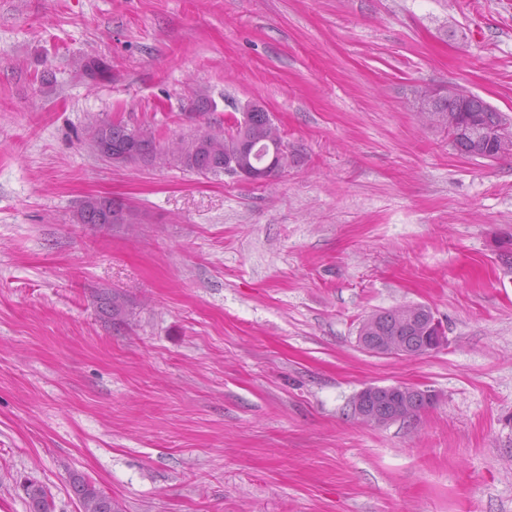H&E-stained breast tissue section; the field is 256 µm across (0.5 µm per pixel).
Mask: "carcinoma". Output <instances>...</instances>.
I'll return each instance as SVG.
<instances>
[{
    "label": "carcinoma",
    "mask_w": 512,
    "mask_h": 512,
    "mask_svg": "<svg viewBox=\"0 0 512 512\" xmlns=\"http://www.w3.org/2000/svg\"><path fill=\"white\" fill-rule=\"evenodd\" d=\"M460 123L472 124L484 130L482 154L495 160L503 158L498 153V133L501 127L499 112H462ZM128 127L120 121H95L90 123L89 138L93 151L102 159L115 165L131 162L152 164L160 162L199 175L218 176L224 172V163L236 161L246 167L244 180L263 184L279 176L287 167L288 159L281 158L282 136L270 113L264 108L250 113L248 124H236L228 129L214 130L211 126L189 137L171 139L160 143L151 128L141 129L142 141L138 153L131 152L127 140ZM125 204L108 196H88L73 215L76 224H118L116 213ZM99 313L113 326L128 321L130 302L125 293L107 290L97 295ZM427 323L417 321L408 327L397 325L394 309L379 310L368 315L360 324L358 336H404L409 344H418L426 332ZM71 491L81 506V512H122L121 505L111 496L97 489L81 477L70 483ZM30 512H52V501L43 487L32 484L27 489Z\"/></svg>",
    "instance_id": "cac0c4a2"
}]
</instances>
